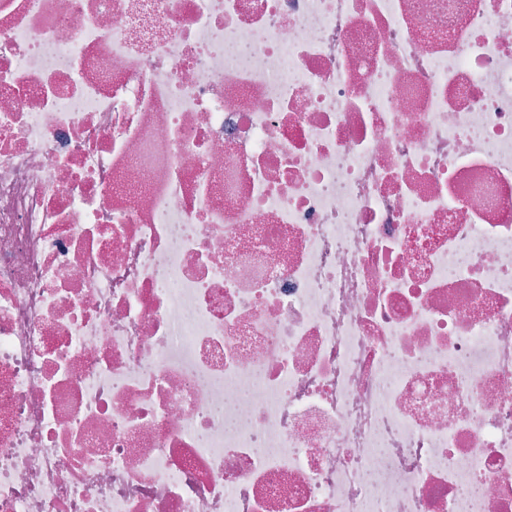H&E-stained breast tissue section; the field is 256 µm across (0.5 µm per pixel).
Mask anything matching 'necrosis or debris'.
Instances as JSON below:
<instances>
[{
  "mask_svg": "<svg viewBox=\"0 0 512 512\" xmlns=\"http://www.w3.org/2000/svg\"><path fill=\"white\" fill-rule=\"evenodd\" d=\"M0 512H512V0H0Z\"/></svg>",
  "mask_w": 512,
  "mask_h": 512,
  "instance_id": "1",
  "label": "necrosis or debris"
}]
</instances>
